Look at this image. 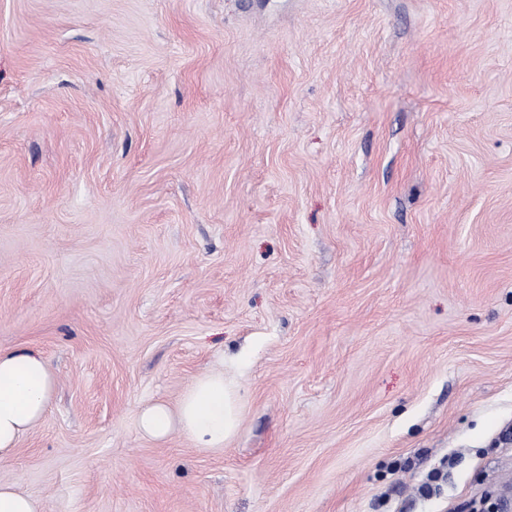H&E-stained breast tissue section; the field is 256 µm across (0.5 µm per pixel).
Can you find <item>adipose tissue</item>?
<instances>
[{
	"instance_id": "adipose-tissue-1",
	"label": "adipose tissue",
	"mask_w": 512,
	"mask_h": 512,
	"mask_svg": "<svg viewBox=\"0 0 512 512\" xmlns=\"http://www.w3.org/2000/svg\"><path fill=\"white\" fill-rule=\"evenodd\" d=\"M56 388L57 378L41 354L0 350V460L44 418ZM242 406L239 387L223 371H208L192 379L177 405L155 401L143 406L137 426L155 442L177 435L199 451L220 453L239 431Z\"/></svg>"
}]
</instances>
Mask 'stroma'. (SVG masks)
<instances>
[{
	"label": "stroma",
	"mask_w": 512,
	"mask_h": 512,
	"mask_svg": "<svg viewBox=\"0 0 512 512\" xmlns=\"http://www.w3.org/2000/svg\"><path fill=\"white\" fill-rule=\"evenodd\" d=\"M1 349L44 512H512V0H0ZM56 388V375L41 354L0 350V460L44 418ZM243 397L235 384L224 379L223 370L204 372L192 379L178 404L155 401L137 414L141 435L164 442L177 435L205 453H221L238 433Z\"/></svg>",
	"instance_id": "stroma-1"
}]
</instances>
